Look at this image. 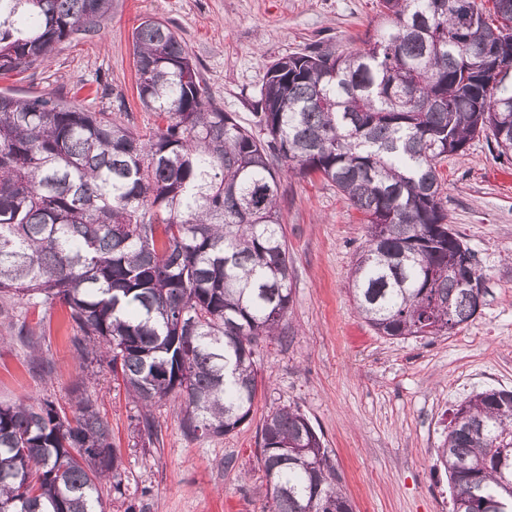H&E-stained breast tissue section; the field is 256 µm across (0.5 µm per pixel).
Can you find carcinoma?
Listing matches in <instances>:
<instances>
[{"label":"carcinoma","mask_w":512,"mask_h":512,"mask_svg":"<svg viewBox=\"0 0 512 512\" xmlns=\"http://www.w3.org/2000/svg\"><path fill=\"white\" fill-rule=\"evenodd\" d=\"M379 0L363 47L267 68L258 132L214 105L185 43L148 18L133 31L142 107L166 122L134 132L104 112L0 92V295L58 306L77 355L107 359L145 412L181 398L189 437L226 435L262 382L254 347L285 335L292 302L278 206L282 174L333 183L364 215L349 274L379 333L444 336L477 313L448 273L474 257L448 225L437 166L485 135L512 153V0ZM112 0H0V77L46 63L97 30ZM486 37L466 38L470 27ZM281 163L274 168L273 161ZM268 512H352L321 436L299 411L261 427ZM436 463L451 512H512V391L484 389L453 413ZM121 459L92 400L0 404V512H101Z\"/></svg>","instance_id":"1"}]
</instances>
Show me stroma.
Masks as SVG:
<instances>
[{
  "instance_id": "stroma-1",
  "label": "stroma",
  "mask_w": 512,
  "mask_h": 512,
  "mask_svg": "<svg viewBox=\"0 0 512 512\" xmlns=\"http://www.w3.org/2000/svg\"><path fill=\"white\" fill-rule=\"evenodd\" d=\"M379 0H112L100 30L57 44L50 60L0 79V91L106 112L139 132L132 33L153 17L175 29L215 102L244 127L267 66L309 46L347 52L372 36ZM448 223L472 251L487 293L447 336L390 337L356 311L348 272L367 239L361 214L319 176H283L279 208L293 266L288 333L255 348L262 385L249 420L224 435L186 437L179 404L153 407L157 434L140 435L141 407L106 363L81 360L59 308L0 296V404H59L90 394L122 458V489L101 487L105 512H266L260 428L292 407L318 432L353 512H449L436 450L472 392L512 390V154L479 137L438 165Z\"/></svg>"
}]
</instances>
